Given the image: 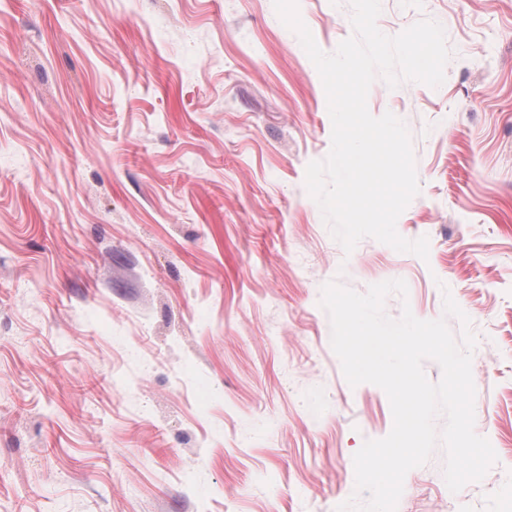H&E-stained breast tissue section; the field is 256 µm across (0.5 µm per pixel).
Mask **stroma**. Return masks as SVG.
<instances>
[{"instance_id":"35a3bbf8","label":"stroma","mask_w":512,"mask_h":512,"mask_svg":"<svg viewBox=\"0 0 512 512\" xmlns=\"http://www.w3.org/2000/svg\"><path fill=\"white\" fill-rule=\"evenodd\" d=\"M318 46L347 0H298ZM438 22L436 88L376 79L419 194L352 253L305 188L332 123L273 0H0V512H336L353 456L393 426L350 386L330 281L404 280L385 312L476 337L475 431L495 483L451 492L445 454L397 512H512V0H381L394 36Z\"/></svg>"}]
</instances>
